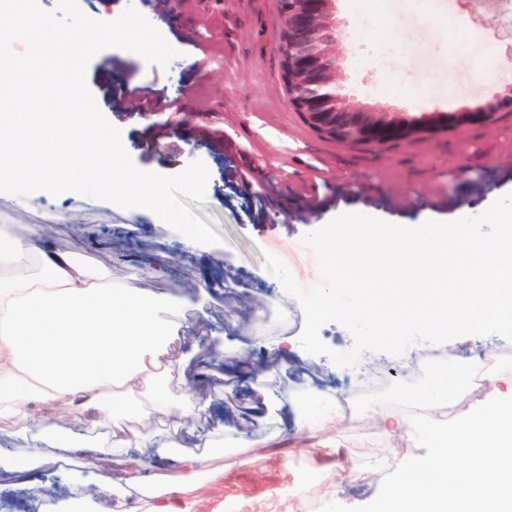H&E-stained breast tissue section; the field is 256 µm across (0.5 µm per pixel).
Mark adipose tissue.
Here are the masks:
<instances>
[{
	"label": "adipose tissue",
	"instance_id": "1",
	"mask_svg": "<svg viewBox=\"0 0 512 512\" xmlns=\"http://www.w3.org/2000/svg\"><path fill=\"white\" fill-rule=\"evenodd\" d=\"M0 261L10 266L0 272V418L24 429L34 407H65L64 419L43 424L48 439L57 438L66 422L92 429L109 422L110 441H59L61 455L86 470L111 459L114 449L126 451L119 481L94 494L87 478L69 479L64 503H82L89 512H197V478L209 471V457L181 456L177 469L152 490L142 488L140 470L147 449L162 455L177 447L179 428L199 414V405L185 406L172 429L152 442L115 419L118 402L144 389L155 409L166 410L169 389L184 383V362L169 354L177 337L176 301L103 283L84 264L43 245L35 227L19 235L1 224ZM344 416L333 408L294 419L319 435L316 453L328 483L338 469L328 458L336 446L332 432Z\"/></svg>",
	"mask_w": 512,
	"mask_h": 512
}]
</instances>
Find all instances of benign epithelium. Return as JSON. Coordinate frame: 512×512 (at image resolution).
I'll return each instance as SVG.
<instances>
[{
  "instance_id": "benign-epithelium-1",
  "label": "benign epithelium",
  "mask_w": 512,
  "mask_h": 512,
  "mask_svg": "<svg viewBox=\"0 0 512 512\" xmlns=\"http://www.w3.org/2000/svg\"><path fill=\"white\" fill-rule=\"evenodd\" d=\"M282 20V66L295 109L319 132L345 144L403 138L420 118L352 103L343 92L336 54V0H277ZM512 109V84L473 117L487 119Z\"/></svg>"
}]
</instances>
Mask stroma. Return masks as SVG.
I'll return each mask as SVG.
<instances>
[{
	"label": "stroma",
	"instance_id": "stroma-1",
	"mask_svg": "<svg viewBox=\"0 0 512 512\" xmlns=\"http://www.w3.org/2000/svg\"><path fill=\"white\" fill-rule=\"evenodd\" d=\"M132 2L177 57L161 66L108 48L90 61L87 85L138 168L172 176L203 161L209 171L205 200L190 208L222 243L188 252L180 232L151 211L93 203L68 192L26 207L0 193V225H55V248L106 281L175 297L179 332L171 355L187 360L188 378H195L199 363L223 362L228 350L257 360L260 370L239 397H226L218 367L205 389H172L166 412L156 411L142 394L117 410L127 425L153 438L187 403L204 405L178 440L182 453L211 455L209 493L230 502L241 493L286 488L298 477L313 489H326L332 501L368 504L387 471L425 450L412 436L386 438L354 410L337 427L336 443L345 467L367 471L366 481L326 486L302 454L312 438L276 413L263 428L268 445L254 449L251 464L223 469L229 453L225 427L244 425L245 410L262 387L280 388L286 375L266 359L260 337L297 336L304 327L298 306L291 308L288 323H278L282 284L267 270L265 257L279 258L308 289L322 281L315 254L302 241L312 227L343 213L397 224L477 217L512 193V111L501 110L489 122L469 116L512 82V70L504 67L488 78L480 74L487 60L501 61L512 49V13L491 21L479 19L460 0H426L419 9L412 0H337L340 67L351 100L377 110L436 116L433 126L408 138L349 146L317 133L290 104L276 0H171L165 13L154 0L78 5L103 21L119 17ZM201 59L208 77L196 95L181 99V111H109L101 70L135 94L161 89L173 97L181 85L196 81L194 65ZM246 168L264 186L263 201L238 192L236 174ZM150 269L163 270V277H147ZM53 417L37 409L25 434L0 419V450L20 456L38 447L39 429Z\"/></svg>",
	"mask_w": 512,
	"mask_h": 512
}]
</instances>
